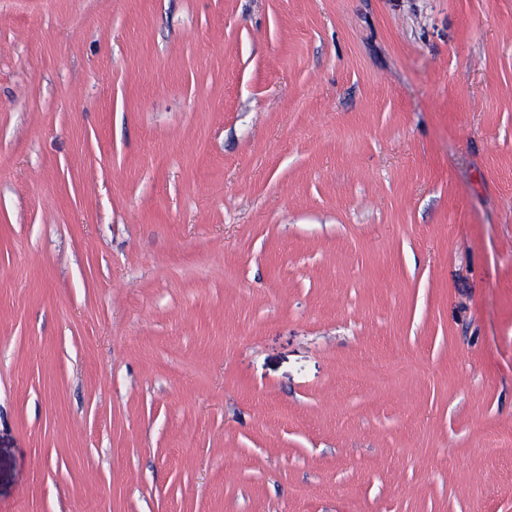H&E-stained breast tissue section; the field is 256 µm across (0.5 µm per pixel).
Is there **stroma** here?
I'll return each mask as SVG.
<instances>
[{"instance_id": "stroma-1", "label": "stroma", "mask_w": 512, "mask_h": 512, "mask_svg": "<svg viewBox=\"0 0 512 512\" xmlns=\"http://www.w3.org/2000/svg\"><path fill=\"white\" fill-rule=\"evenodd\" d=\"M496 432L512 0H0V512H512Z\"/></svg>"}]
</instances>
